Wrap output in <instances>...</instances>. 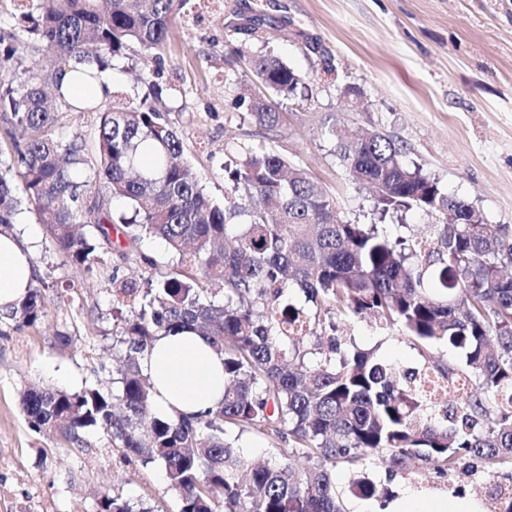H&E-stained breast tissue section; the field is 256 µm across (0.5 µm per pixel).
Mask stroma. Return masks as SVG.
I'll use <instances>...</instances> for the list:
<instances>
[{"instance_id":"stroma-1","label":"stroma","mask_w":512,"mask_h":512,"mask_svg":"<svg viewBox=\"0 0 512 512\" xmlns=\"http://www.w3.org/2000/svg\"><path fill=\"white\" fill-rule=\"evenodd\" d=\"M199 21L171 28L160 65L167 119L179 130L184 157L206 192L224 199V152L273 145L308 170L336 201L341 220H368L372 193L353 184L323 136L338 123L374 130L403 144V163L438 178L472 202L491 224L512 226V0H201ZM265 15L263 42L308 76L309 89L292 99L272 97L284 114L273 128L242 119L232 100L240 89L263 94L247 59L225 34L239 5ZM139 50L116 59L110 102L142 93L135 79ZM14 233L30 247L35 285L43 286L46 315L29 326L0 319V512H100L102 495L139 500L153 512H180L179 493L158 466L125 456L101 430L86 433V447L27 426L20 393L31 385L76 392L112 389L122 359L113 342L117 323L114 280L144 282L170 256L153 237L106 244L93 272L65 265L38 215L22 209ZM66 341H59V334ZM344 342L379 355L403 370L427 360L464 366L462 352L437 343L422 352L405 336L379 328L373 317L339 327ZM374 483L389 490L390 508L413 512L440 505L490 504L494 483H451L417 463L396 475L371 466Z\"/></svg>"}]
</instances>
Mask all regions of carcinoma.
Instances as JSON below:
<instances>
[{
    "label": "carcinoma",
    "instance_id": "obj_1",
    "mask_svg": "<svg viewBox=\"0 0 512 512\" xmlns=\"http://www.w3.org/2000/svg\"><path fill=\"white\" fill-rule=\"evenodd\" d=\"M189 0H26L0 27V114L9 160L0 159V233L13 230L20 201L15 181L46 224L65 262L92 272L112 229L130 243L163 239L175 258L142 288L125 281L112 304L130 309L116 331L124 364L117 390L30 388L21 410L28 426L79 447L92 428L143 464L161 467L181 496L180 512H345L332 469L365 464L389 473L409 460L442 480L458 472L512 483V233L489 224L468 199L403 165L404 147L371 131L360 137L333 125L324 136L351 181L373 188L374 221L343 222L336 202L306 170L273 146L230 151L227 190L211 199L181 156L183 139L156 106L162 52L174 19ZM264 18L227 29L241 44L261 38ZM141 52L148 94L118 105L89 97L94 156L79 137L54 131L41 73L28 54L45 55L57 71L89 64L112 69L131 45ZM251 72L266 90L289 99L306 76L271 53L254 54ZM235 108L261 126L280 113L262 97L240 94ZM97 187L94 200L88 188ZM126 209L112 214L111 202ZM419 209L451 216L420 238L392 237L388 218ZM298 288L312 311L292 302ZM45 297L31 287L3 317L32 325ZM373 316L422 347L443 342L462 351L466 368L432 362L439 380L465 387L452 406L418 386V372H397L376 350L343 345L336 319ZM192 330L224 355V399L175 420L154 413L156 391L144 372L161 335ZM234 427L278 435L292 447L255 465L227 439ZM352 489L365 498L388 490L363 476ZM101 512H151L105 495Z\"/></svg>",
    "mask_w": 512,
    "mask_h": 512
}]
</instances>
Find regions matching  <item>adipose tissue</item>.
<instances>
[{
  "label": "adipose tissue",
  "mask_w": 512,
  "mask_h": 512,
  "mask_svg": "<svg viewBox=\"0 0 512 512\" xmlns=\"http://www.w3.org/2000/svg\"><path fill=\"white\" fill-rule=\"evenodd\" d=\"M33 283L31 251L13 233L0 234V311ZM144 368L156 388L155 413L166 419L216 407L224 397V357L197 333L160 337Z\"/></svg>",
  "instance_id": "1"
}]
</instances>
